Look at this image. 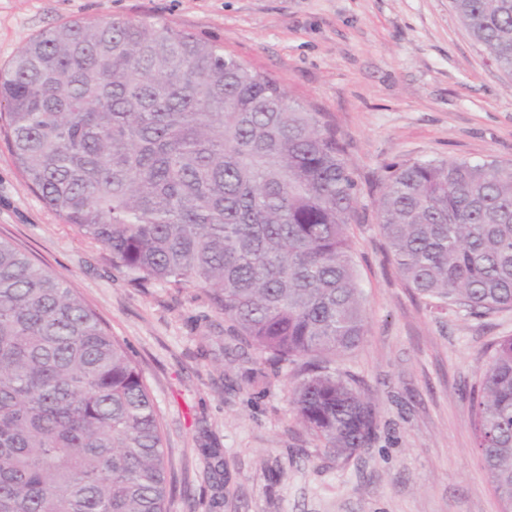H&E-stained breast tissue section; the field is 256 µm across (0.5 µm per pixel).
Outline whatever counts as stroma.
<instances>
[{"instance_id": "obj_1", "label": "stroma", "mask_w": 512, "mask_h": 512, "mask_svg": "<svg viewBox=\"0 0 512 512\" xmlns=\"http://www.w3.org/2000/svg\"><path fill=\"white\" fill-rule=\"evenodd\" d=\"M113 18L192 32L276 79L335 130L358 190L349 237L369 331L340 365L378 428L343 461L293 415L297 366L241 344L205 290L132 281L27 186L0 135V240L64 277L127 343L163 427L167 512H500L469 392L487 347L512 336V309L439 310L407 288L377 199L406 161H512V77L451 0H0V67L44 30Z\"/></svg>"}]
</instances>
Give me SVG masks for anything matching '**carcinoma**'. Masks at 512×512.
Returning a JSON list of instances; mask_svg holds the SVG:
<instances>
[{"label":"carcinoma","mask_w":512,"mask_h":512,"mask_svg":"<svg viewBox=\"0 0 512 512\" xmlns=\"http://www.w3.org/2000/svg\"><path fill=\"white\" fill-rule=\"evenodd\" d=\"M512 77V0H452ZM0 131L30 189L138 281L191 284L234 332L303 361L296 420L336 458L371 446L336 361L367 335L349 244L357 188L336 131L273 78L168 24L73 20L0 70ZM406 285L443 308L512 307V163L416 160L378 200ZM476 450L512 512V336L472 397ZM154 401L65 278L0 240V512H167Z\"/></svg>","instance_id":"1"}]
</instances>
